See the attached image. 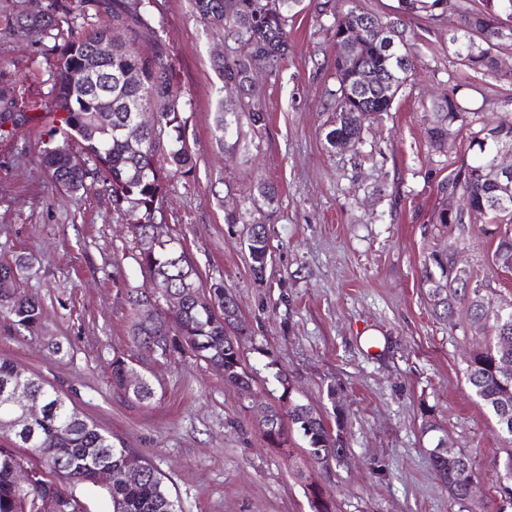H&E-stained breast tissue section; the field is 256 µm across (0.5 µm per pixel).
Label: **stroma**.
Masks as SVG:
<instances>
[{"mask_svg": "<svg viewBox=\"0 0 512 512\" xmlns=\"http://www.w3.org/2000/svg\"><path fill=\"white\" fill-rule=\"evenodd\" d=\"M46 2L0 0V85L13 87L19 117L0 126V263L29 259L21 289L43 308L31 333L0 318V358L144 454L182 512H312L310 480L335 512H460L432 467L429 418L471 458L484 501L494 500L512 442L466 381L476 345L466 308L437 319L419 283L424 257L448 240L432 220L458 159L429 148L436 104L456 90L487 118L512 113V82L460 65L448 41L457 16L406 19L417 67L392 111L366 122L356 154L326 141L338 88L333 26L346 0H301L288 22L287 60L259 78L266 128L241 126L221 145L212 60L242 47L196 18L190 0H153L192 158L189 173L167 181L165 222L203 281L236 298L250 330L243 361L260 400L279 395L273 375L282 370L298 400L341 422L348 457L339 466L288 459L268 445L249 398L216 368L189 354L150 355L134 341L127 293L150 288L151 279L135 261L125 218L98 188L66 191L38 159L54 58L49 41L15 17ZM262 180L277 187L274 204L259 196ZM232 204L267 227L263 280L224 222ZM495 249L491 236L475 232L457 244L462 266L484 278L494 300L512 302V270L495 265ZM116 358L150 382L152 399L113 388Z\"/></svg>", "mask_w": 512, "mask_h": 512, "instance_id": "obj_1", "label": "stroma"}]
</instances>
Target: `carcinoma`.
<instances>
[{
    "instance_id": "1",
    "label": "carcinoma",
    "mask_w": 512,
    "mask_h": 512,
    "mask_svg": "<svg viewBox=\"0 0 512 512\" xmlns=\"http://www.w3.org/2000/svg\"><path fill=\"white\" fill-rule=\"evenodd\" d=\"M48 0L38 14H22L18 25L38 29L44 37L62 39L56 51V82L51 111L52 126L43 142L41 161L53 181L70 192L100 185L112 197V207L128 217L136 241V262L152 279L151 292L139 288L128 291V303L135 316L134 339L148 348L152 342L157 355L165 358L187 350L224 373V383L247 392L254 377L242 360L244 334L239 308L224 286L205 288L199 272L184 250L173 239L155 236L158 217L163 214L164 185L170 174L185 169L191 160L179 116L180 94L174 82V66L158 49L142 52L144 40L158 42L147 13L146 0ZM350 7L335 23V69L339 87L334 127L326 134L333 148L359 152L363 146L364 122L389 112L398 92L413 70L406 48V32L401 18L383 20L362 7L360 0H348ZM301 0H192L197 18L224 33V39L250 44L243 55L213 60L222 82L221 90L232 85L236 97L217 103L215 136L219 143L245 123L252 130L263 129L268 113L257 88L258 73L273 75L288 55L290 12ZM105 9L109 22L96 21ZM500 5L485 0L483 8L472 9L463 0H399L398 14L420 12L453 13L460 25L448 41L456 46L462 65L478 71L495 72L512 81V72L498 70L494 50L512 46V26L506 27L497 13ZM67 30L61 29V24ZM109 42L112 51L99 55V46ZM94 67L99 80L87 83L86 74ZM153 114V122L140 124L142 111ZM469 129L467 151L441 183L440 194L457 192L459 207L448 215L447 203L436 210L434 223L456 227L460 234L483 224L484 232L497 239L494 263L512 269V189L492 180L491 166L500 148H512V119L500 118L479 129L472 128V112L463 108L452 94L439 106L429 129L431 148L448 152V126ZM77 144L85 159H75L71 144ZM165 157L169 167L159 163ZM224 223L243 226L246 246L255 278L263 280L269 253L266 225L244 221V213H224ZM457 241L429 252L422 264L420 282L431 300L434 315L451 319L458 306L467 309L469 330L482 337V344L467 361L466 378L475 397L494 416L499 432L512 440V429L503 428V418L512 420V374L505 376L500 363H512V309L503 311L487 293L481 281L465 268L454 267L450 254ZM31 263L20 259L0 264V316L33 332L42 318V307L33 297L22 296L18 283ZM162 300L155 315L143 316L140 308L149 298ZM135 370L117 358L111 364L112 385L139 401L153 398L154 390L140 378L129 391L126 379ZM18 382L17 366L0 360V388ZM22 386L37 399L43 412L24 424L12 423L16 414L0 401V431L12 432V440L0 444V512H62L64 504L52 491L51 476L61 471L74 482L97 486L96 470L107 467L113 473L112 485L105 488L110 512H181L178 501L167 490L162 475L141 454L117 446L112 435L88 422L57 391L31 375ZM272 424L264 425L268 444L293 456L286 447L287 433H297L301 450L312 463L329 460L341 463L346 442L341 430L333 431L323 416L308 405L292 400L288 413L281 416L274 405L266 404ZM432 466L451 499L467 505L472 479L477 472L469 456L460 453L450 466L431 456ZM26 465L32 470V483L19 487L14 469Z\"/></svg>"
}]
</instances>
